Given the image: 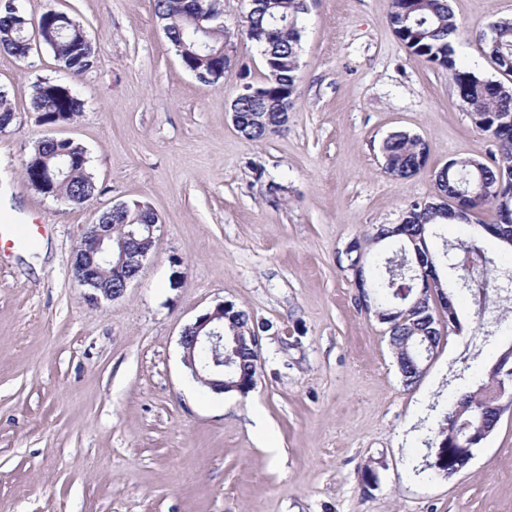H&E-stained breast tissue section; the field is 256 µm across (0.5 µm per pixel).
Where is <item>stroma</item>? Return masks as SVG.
<instances>
[{
  "instance_id": "1",
  "label": "stroma",
  "mask_w": 512,
  "mask_h": 512,
  "mask_svg": "<svg viewBox=\"0 0 512 512\" xmlns=\"http://www.w3.org/2000/svg\"><path fill=\"white\" fill-rule=\"evenodd\" d=\"M84 28L99 59L75 75L38 47L0 54L15 110L0 132V218L41 227L35 246L0 256V512H512V409L453 477L424 470L431 430L460 389L512 346V316L478 330L471 297L421 380L405 386L384 324L354 302L338 252L375 225L434 199L435 169L486 161L496 142L471 123L445 68L411 54L389 0H307L299 79L286 127L261 141L235 130L230 106L266 73L241 33L249 0H220L233 64L215 85L181 64L154 0H20ZM463 24L457 64L501 79L480 41L512 0H451ZM69 86L75 122L49 127L35 83ZM422 137L424 167L385 173L392 132ZM81 144L96 190L79 206L43 197L22 162L43 136ZM283 185L278 201L268 182ZM148 203L157 246L138 280L90 308L70 257L84 227L117 202ZM473 222L432 239L480 237ZM260 323V361L245 395L202 390L182 363L183 328L222 302ZM377 482L366 485L365 466Z\"/></svg>"
}]
</instances>
